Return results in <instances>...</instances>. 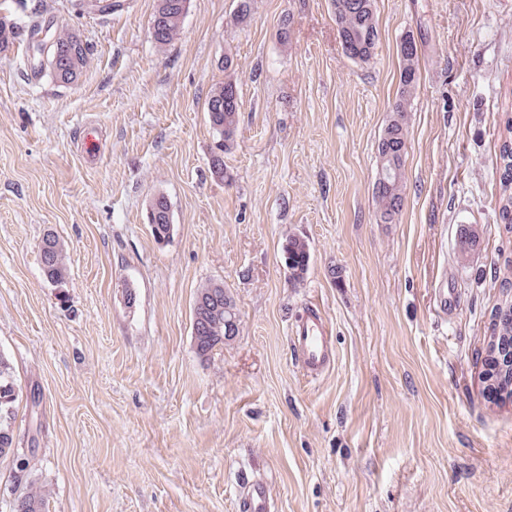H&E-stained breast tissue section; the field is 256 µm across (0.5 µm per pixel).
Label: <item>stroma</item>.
<instances>
[{"label": "stroma", "instance_id": "stroma-1", "mask_svg": "<svg viewBox=\"0 0 512 512\" xmlns=\"http://www.w3.org/2000/svg\"><path fill=\"white\" fill-rule=\"evenodd\" d=\"M77 2L0 0L89 51L70 85L26 42L0 53V354L25 456L0 458V512L33 485L48 512H239L240 479L260 474L271 512H512V401L485 394L480 361L512 261V0H375L365 61L344 52L330 0H252L243 22L238 0H190L164 47L156 0ZM406 40L404 200L383 224L377 144ZM230 77L242 108L223 148L205 103ZM158 195L174 216L164 241L148 220ZM48 235L60 288L42 271ZM293 236L310 248L298 284L281 252ZM211 281L240 333L205 359L192 309ZM311 306L336 352L316 379L289 337ZM42 252L44 256L41 260L42 270L45 278L49 282L61 284L64 280L65 268L60 244L54 237L48 235L42 241Z\"/></svg>", "mask_w": 512, "mask_h": 512}]
</instances>
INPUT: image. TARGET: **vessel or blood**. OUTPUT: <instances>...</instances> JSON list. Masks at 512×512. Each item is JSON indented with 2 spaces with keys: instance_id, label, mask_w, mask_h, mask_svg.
Returning a JSON list of instances; mask_svg holds the SVG:
<instances>
[{
  "instance_id": "b4317fda",
  "label": "vessel or blood",
  "mask_w": 512,
  "mask_h": 512,
  "mask_svg": "<svg viewBox=\"0 0 512 512\" xmlns=\"http://www.w3.org/2000/svg\"><path fill=\"white\" fill-rule=\"evenodd\" d=\"M290 341L309 377L321 376L334 359L328 322L319 309H308L292 323ZM239 497L240 512H270L272 497L265 479H247L240 488Z\"/></svg>"
}]
</instances>
